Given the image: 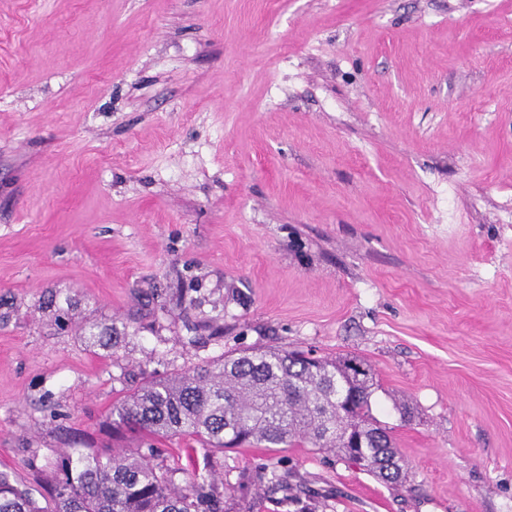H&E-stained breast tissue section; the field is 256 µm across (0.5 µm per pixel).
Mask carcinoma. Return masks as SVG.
<instances>
[{"mask_svg": "<svg viewBox=\"0 0 512 512\" xmlns=\"http://www.w3.org/2000/svg\"><path fill=\"white\" fill-rule=\"evenodd\" d=\"M374 378L355 356L312 361L301 351L272 348L227 355L174 376L142 379L112 404L105 426L126 448L80 442L44 465L52 512H224L215 481L175 470L160 461L157 444L188 440L202 448L338 449L344 459L395 483L403 471L388 428L372 414ZM256 485L283 493L288 503L305 495L326 507L328 495L299 476L266 466L241 472L236 488ZM0 512H45L8 470H0Z\"/></svg>", "mask_w": 512, "mask_h": 512, "instance_id": "carcinoma-1", "label": "carcinoma"}]
</instances>
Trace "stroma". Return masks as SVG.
<instances>
[{
  "label": "stroma",
  "instance_id": "stroma-1",
  "mask_svg": "<svg viewBox=\"0 0 512 512\" xmlns=\"http://www.w3.org/2000/svg\"><path fill=\"white\" fill-rule=\"evenodd\" d=\"M258 346L367 361L406 474L216 478L512 512V0H0V470Z\"/></svg>",
  "mask_w": 512,
  "mask_h": 512
}]
</instances>
